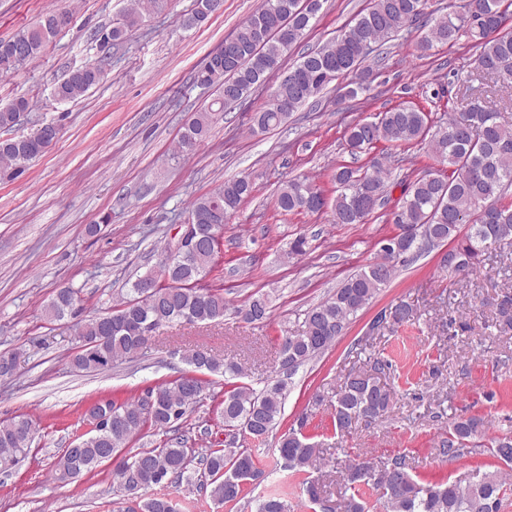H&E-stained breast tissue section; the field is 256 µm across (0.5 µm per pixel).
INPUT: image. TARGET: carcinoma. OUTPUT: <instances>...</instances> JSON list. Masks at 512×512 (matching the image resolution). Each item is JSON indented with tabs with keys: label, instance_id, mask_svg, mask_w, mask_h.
Listing matches in <instances>:
<instances>
[{
	"label": "carcinoma",
	"instance_id": "obj_1",
	"mask_svg": "<svg viewBox=\"0 0 512 512\" xmlns=\"http://www.w3.org/2000/svg\"><path fill=\"white\" fill-rule=\"evenodd\" d=\"M161 0H136L122 18L93 33L102 51L125 38L143 12L159 8ZM323 0H261L260 6L224 41V53L210 55L196 72L195 82L214 87L218 96L194 113L179 133V157L192 153L204 142L213 125L222 118L224 96L239 102L257 85L282 69V60L311 28ZM512 0H468L464 11L448 10L424 24L417 48L423 53L455 43L462 37L474 39L481 51L477 76L501 78L506 84L473 94L467 111L431 113L413 106H397L376 114L372 120H358L346 127L344 139L351 154H361L385 141L399 146H423L438 168L420 174L392 179L388 157L373 155L362 166L340 164L334 180L336 196L333 215L338 224H363L389 200L391 188H402L391 211L396 231L379 243L391 245V263L372 265L348 275L324 301L305 312L302 331L282 337L279 350L281 369L286 377L267 382L257 390L240 381V363L226 361L209 348H198L185 357L190 370L179 377L146 390L153 401L147 408L143 397L123 403L103 401L87 413L97 426L79 438L58 458L54 479L69 482L94 471L109 460V452L119 451L144 428L165 434L186 421L203 400L201 375L228 374L235 379L221 400L224 431L234 437L251 433L261 444L276 429L292 376L317 359L344 335L351 323L373 302L382 288L395 278L399 262H408L422 249V239L449 245L442 257L448 275L476 274L481 257L492 245L512 242V129L501 113L512 111V32L503 28ZM424 0H370L332 40L319 49L302 53L288 68L289 78L278 83L269 103L255 113L253 131L266 133L286 122L310 99L332 82H338L339 99H354L368 88L373 70L366 65L374 48L384 47L401 31L419 22ZM71 22L69 12H50L32 27L9 39H0V76L16 72L26 62L39 57L55 37ZM467 74L463 83L472 82ZM99 84L96 76L80 67L54 85L52 97L59 102L75 101ZM30 110L25 98L0 107V130H11L21 114ZM55 123H44L31 132L0 138V181L23 175L31 164L54 143ZM451 168L445 174L442 167ZM254 192L245 176L227 179L212 191L197 197L188 215L199 216V232L182 252L173 242L160 248L159 260L138 277L112 309L83 315L78 291L58 289L44 306L47 319L75 318L76 347L70 363L78 371H105L120 361L150 348L153 333L176 320L209 324L224 318V295L203 285L217 265L221 247L211 245L210 229L224 228L231 216ZM323 193L306 178L290 179L280 187L277 209L284 213L305 211L318 214L326 204ZM244 321L262 322L269 318L267 298L251 296L238 312ZM395 391L391 386L370 388L354 374L336 391L332 415L334 433L345 435L361 420H375L389 412ZM291 428L280 436L277 452L284 468L304 476L310 503L320 512H335L310 480L318 469L322 443L312 440L302 428ZM37 430L24 416L0 422V464L19 463L32 448ZM486 447L504 467H512V435H489V422L481 416L457 418L448 423L442 452L450 459L466 448ZM194 450L185 439H169L162 448L139 452L132 460L120 461L112 472L113 482L123 488L135 480L133 497L126 499L123 512H176L172 499L154 496L151 491L189 472ZM210 497L234 506L245 499L244 481L265 475L261 460L251 448H210L201 456ZM346 494L344 512H368V502L360 492L368 487L375 493L384 512H500L507 494L506 483L498 472L474 473L464 483L446 481L424 483L406 470L403 457H393L382 467L367 459L355 460L342 470ZM256 512H288V500L268 495L256 503Z\"/></svg>",
	"mask_w": 512,
	"mask_h": 512
}]
</instances>
